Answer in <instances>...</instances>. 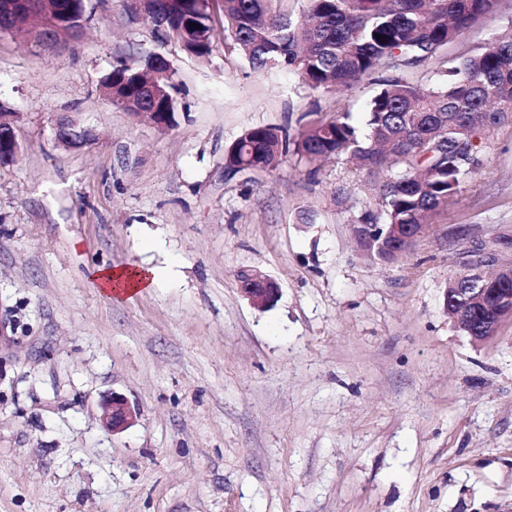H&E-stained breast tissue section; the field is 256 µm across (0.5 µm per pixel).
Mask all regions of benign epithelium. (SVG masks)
<instances>
[{
	"mask_svg": "<svg viewBox=\"0 0 512 512\" xmlns=\"http://www.w3.org/2000/svg\"><path fill=\"white\" fill-rule=\"evenodd\" d=\"M55 137L68 147L81 148L90 144L95 134L92 129L78 124L75 120L62 117L55 125ZM17 151L18 139L14 113L1 112L0 161ZM356 228L358 233L368 240L372 242L377 240L381 244L395 236L392 229H387L382 224H358ZM507 251L512 253L511 234L500 238L494 247L467 252L460 276L481 280L485 278L491 266L499 272L512 270V264L499 262V255ZM236 278L240 292L258 308L272 306L280 295L278 282L258 269H241L237 272ZM446 302L461 303L467 309L466 316L458 319L457 324L473 342L486 341L495 334L504 319H512V289L494 286L481 288L473 296H464L461 289L450 288L446 294ZM135 417L136 413L128 402L122 397L114 396L105 405L103 423L107 429L119 432L129 427Z\"/></svg>",
	"mask_w": 512,
	"mask_h": 512,
	"instance_id": "benign-epithelium-1",
	"label": "benign epithelium"
}]
</instances>
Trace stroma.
<instances>
[{
    "instance_id": "35a3bbf8",
    "label": "stroma",
    "mask_w": 512,
    "mask_h": 512,
    "mask_svg": "<svg viewBox=\"0 0 512 512\" xmlns=\"http://www.w3.org/2000/svg\"><path fill=\"white\" fill-rule=\"evenodd\" d=\"M56 54L0 32V103L19 150L0 163V512H512V322L473 343L444 306L474 244L512 233V120L478 141L477 174L400 263L366 259L353 226L378 212L371 177L283 154L227 175L247 129L297 135L303 113L364 119L382 68L315 93L251 69L224 38L206 60L127 0H88ZM512 25V0L456 57ZM160 54L169 130L108 105L100 78ZM71 115L96 139L72 149ZM161 267L160 287L110 298L100 267ZM256 268L281 293L245 299ZM124 397L125 430L103 424ZM55 137L68 147L81 148L90 144L95 134L92 129L81 126L75 120L61 117L55 125ZM236 278L240 292L258 308L272 306L280 295L278 282L258 269H240ZM135 417V411L124 398L112 396L105 405L103 423L112 432H119L129 427Z\"/></svg>"
}]
</instances>
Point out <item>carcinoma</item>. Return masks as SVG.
I'll return each instance as SVG.
<instances>
[{
  "mask_svg": "<svg viewBox=\"0 0 512 512\" xmlns=\"http://www.w3.org/2000/svg\"><path fill=\"white\" fill-rule=\"evenodd\" d=\"M43 26L66 25L39 45L56 51L81 37L85 0H51ZM275 0H222L224 37L232 40L255 70L286 68L314 92L348 87L387 64L394 70L442 67L441 82L423 86L399 76L380 83L368 120L355 125L348 112L304 114L295 138L273 126L244 131L228 148L229 169L272 170L289 149L309 161L336 156L357 163L379 183L381 208L364 224L396 227L399 236L366 250L384 263L394 249L408 247L417 225L436 213L475 174L476 139L512 117V27L474 51L447 63L448 46L463 30L496 13L498 0H307L293 22ZM144 19L164 38L192 56L206 58L214 28L211 8L201 0H148ZM0 31L30 36L22 21L0 15ZM162 73L154 99L140 97L138 78ZM102 93L116 91L112 105L126 112H166L177 125L173 72L168 60L150 55L122 63L100 81Z\"/></svg>",
  "mask_w": 512,
  "mask_h": 512,
  "instance_id": "cac0c4a2",
  "label": "carcinoma"
}]
</instances>
